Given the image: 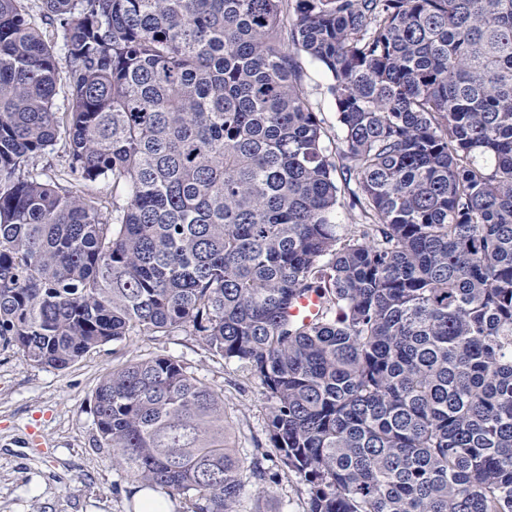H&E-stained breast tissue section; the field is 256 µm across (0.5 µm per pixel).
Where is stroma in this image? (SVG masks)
<instances>
[{"instance_id":"obj_1","label":"stroma","mask_w":512,"mask_h":512,"mask_svg":"<svg viewBox=\"0 0 512 512\" xmlns=\"http://www.w3.org/2000/svg\"><path fill=\"white\" fill-rule=\"evenodd\" d=\"M166 356L224 396L234 446L244 462L238 512H309L299 477L279 470L271 493L253 465L274 467L270 402L250 370L215 357L190 330L106 343L63 370L0 346V512H130L132 479L112 464L95 423L93 392L112 366Z\"/></svg>"}]
</instances>
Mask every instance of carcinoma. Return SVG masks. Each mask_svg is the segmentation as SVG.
Here are the masks:
<instances>
[{"label": "carcinoma", "mask_w": 512, "mask_h": 512, "mask_svg": "<svg viewBox=\"0 0 512 512\" xmlns=\"http://www.w3.org/2000/svg\"><path fill=\"white\" fill-rule=\"evenodd\" d=\"M29 2L0 0V343L62 370L190 329L260 382L310 512H512V0H41L49 32ZM93 399L133 481L237 512L184 365ZM299 61L305 72V85L311 102L316 109L323 112L326 119L335 123V105L332 98L326 93V86L331 81L329 73L304 55H299Z\"/></svg>", "instance_id": "obj_1"}]
</instances>
